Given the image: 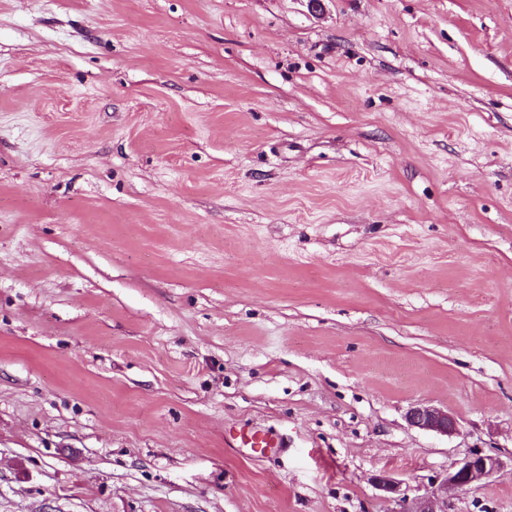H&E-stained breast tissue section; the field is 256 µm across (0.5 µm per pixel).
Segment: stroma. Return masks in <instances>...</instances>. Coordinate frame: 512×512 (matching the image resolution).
I'll list each match as a JSON object with an SVG mask.
<instances>
[{"mask_svg": "<svg viewBox=\"0 0 512 512\" xmlns=\"http://www.w3.org/2000/svg\"><path fill=\"white\" fill-rule=\"evenodd\" d=\"M381 475L512 512V0H0V512ZM407 419L414 427L446 436L456 434L459 429L457 419L448 410L432 405L412 406L407 412ZM241 447L251 448L255 453H265L267 448H276L278 443L261 429L241 430L239 432ZM501 467L502 462L498 457L472 452L448 472L442 485L447 489L451 486L457 490H467L494 475Z\"/></svg>", "mask_w": 512, "mask_h": 512, "instance_id": "35a3bbf8", "label": "stroma"}]
</instances>
